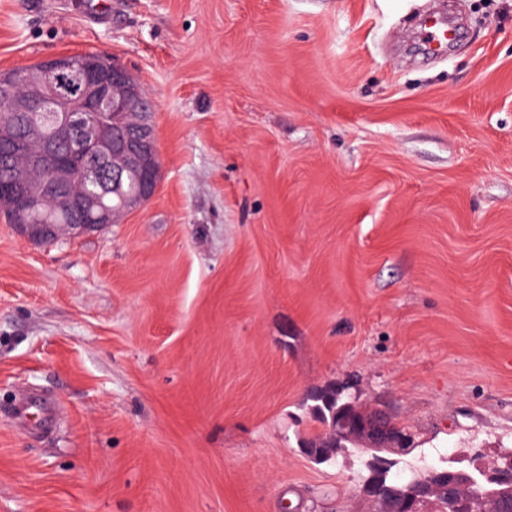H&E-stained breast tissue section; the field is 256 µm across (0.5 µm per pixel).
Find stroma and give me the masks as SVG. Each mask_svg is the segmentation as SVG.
<instances>
[{
    "label": "stroma",
    "mask_w": 512,
    "mask_h": 512,
    "mask_svg": "<svg viewBox=\"0 0 512 512\" xmlns=\"http://www.w3.org/2000/svg\"><path fill=\"white\" fill-rule=\"evenodd\" d=\"M0 0V73L114 57L162 182L50 245L0 216V512H371L312 394L421 463L512 454V0ZM341 394L340 396H338ZM343 388L336 386L328 387L315 398V406L313 412L317 421L322 425L324 431L331 425L333 416L338 420L345 417L336 426L327 430L322 442L317 446L321 448H313L321 439L322 433L315 435L306 443L311 446L305 448L308 457L316 459L326 453H330L329 448H335L336 452L346 446H336V435L342 440L358 442L366 448H381L394 454H405L411 448H406L410 443V436L407 432L394 422L391 417L390 422L396 430L389 424H386L389 412L382 408H376L371 412L359 410L355 404V398L349 397ZM354 409V414L350 418L346 417ZM349 448V447H346ZM334 454V455H335ZM333 455V456H334ZM327 459L329 461L333 458ZM324 461V462H326Z\"/></svg>",
    "instance_id": "35a3bbf8"
}]
</instances>
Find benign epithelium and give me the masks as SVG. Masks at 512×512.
Listing matches in <instances>:
<instances>
[{
    "mask_svg": "<svg viewBox=\"0 0 512 512\" xmlns=\"http://www.w3.org/2000/svg\"><path fill=\"white\" fill-rule=\"evenodd\" d=\"M148 102L129 70L99 53L78 61L54 55L0 80V106L8 111L0 120V147L5 149L0 156L19 148L26 158L24 168L0 181V214L14 218L25 238L43 244L58 237L60 225L27 223L31 203H49L48 212L91 230L117 224L151 200L162 169ZM19 113L28 115L21 128L14 121ZM37 170L45 176L34 177ZM79 179L90 184V192L77 196L71 190ZM346 406L354 414L328 430L319 447L306 449L308 457L328 453L338 438L394 454L408 452L410 436L386 424L388 411L364 412L352 397ZM362 492L379 504L375 512H393L389 503L396 493L385 494L378 486H364ZM432 495L430 490L408 499L407 512H436ZM505 495L512 496V480L481 495V512H500Z\"/></svg>",
    "mask_w": 512,
    "mask_h": 512,
    "instance_id": "1",
    "label": "benign epithelium"
}]
</instances>
